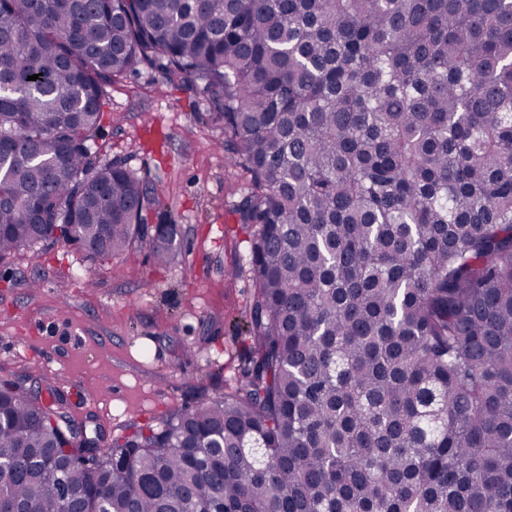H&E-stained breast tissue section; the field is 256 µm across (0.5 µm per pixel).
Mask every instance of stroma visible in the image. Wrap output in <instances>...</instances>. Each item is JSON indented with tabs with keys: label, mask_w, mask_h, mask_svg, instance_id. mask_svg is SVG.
Segmentation results:
<instances>
[{
	"label": "stroma",
	"mask_w": 512,
	"mask_h": 512,
	"mask_svg": "<svg viewBox=\"0 0 512 512\" xmlns=\"http://www.w3.org/2000/svg\"><path fill=\"white\" fill-rule=\"evenodd\" d=\"M160 83L143 67L114 83L96 144L147 173L161 202L150 221L174 225L182 262L62 242L0 261V383L48 378L72 418L109 438L232 391L249 356L251 229L233 213L246 176L227 164L223 128L198 120L209 104Z\"/></svg>",
	"instance_id": "obj_1"
}]
</instances>
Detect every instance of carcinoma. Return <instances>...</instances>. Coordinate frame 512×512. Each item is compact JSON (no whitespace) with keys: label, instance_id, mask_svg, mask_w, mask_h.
Wrapping results in <instances>:
<instances>
[{"label":"carcinoma","instance_id":"obj_1","mask_svg":"<svg viewBox=\"0 0 512 512\" xmlns=\"http://www.w3.org/2000/svg\"><path fill=\"white\" fill-rule=\"evenodd\" d=\"M140 66L194 77L249 176L243 381L107 451L3 383L0 502L512 512V0H0V260L180 262L89 144Z\"/></svg>","mask_w":512,"mask_h":512}]
</instances>
